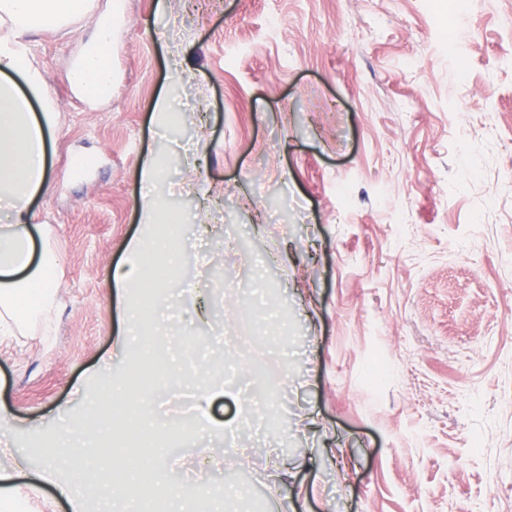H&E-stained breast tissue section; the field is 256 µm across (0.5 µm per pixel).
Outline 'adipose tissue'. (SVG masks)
Listing matches in <instances>:
<instances>
[{
	"label": "adipose tissue",
	"instance_id": "adipose-tissue-1",
	"mask_svg": "<svg viewBox=\"0 0 512 512\" xmlns=\"http://www.w3.org/2000/svg\"><path fill=\"white\" fill-rule=\"evenodd\" d=\"M90 15L95 39L71 71L75 92L87 100L112 83L111 7L95 11L93 0H0V204L11 210L10 223L0 226V336L49 335L55 297L50 227L37 223L29 203L48 188L46 157L58 115L33 63L31 36ZM139 208L151 231L127 241L123 262L107 278L123 295L177 271L184 213L166 210L152 195Z\"/></svg>",
	"mask_w": 512,
	"mask_h": 512
}]
</instances>
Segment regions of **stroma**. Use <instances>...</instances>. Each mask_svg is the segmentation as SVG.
Returning a JSON list of instances; mask_svg holds the SVG:
<instances>
[{
	"label": "stroma",
	"instance_id": "stroma-1",
	"mask_svg": "<svg viewBox=\"0 0 512 512\" xmlns=\"http://www.w3.org/2000/svg\"><path fill=\"white\" fill-rule=\"evenodd\" d=\"M111 89L89 105L69 81L94 24L37 36L59 114L49 224L59 305L49 343L0 340V471L25 512H149L129 492L112 425L66 426L108 406L106 383L143 354L118 352L124 305L104 280L141 231L143 154L166 161L158 194L192 219L182 278L152 321L156 356L210 385L242 364L272 396L277 432L181 431L191 389L151 414L118 401L128 439L161 427L146 466L180 487L246 488L232 512H512V0H112ZM173 93L180 123L150 104ZM198 295V296H199ZM380 357L389 379L368 381Z\"/></svg>",
	"mask_w": 512,
	"mask_h": 512
}]
</instances>
